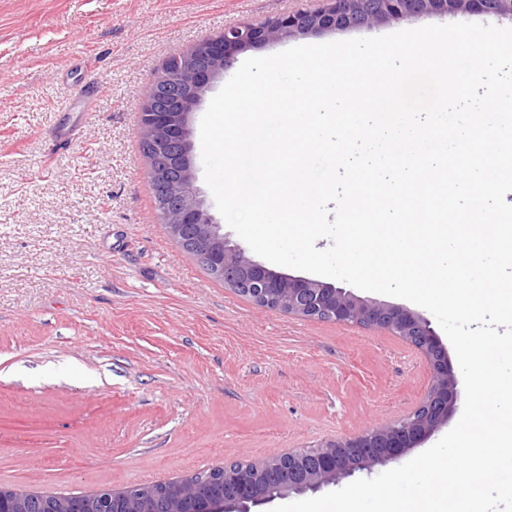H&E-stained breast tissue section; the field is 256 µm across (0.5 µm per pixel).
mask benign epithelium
I'll list each match as a JSON object with an SVG mask.
<instances>
[{
  "label": "benign epithelium",
  "mask_w": 512,
  "mask_h": 512,
  "mask_svg": "<svg viewBox=\"0 0 512 512\" xmlns=\"http://www.w3.org/2000/svg\"><path fill=\"white\" fill-rule=\"evenodd\" d=\"M487 15L512 18V0H325L315 10H296L260 25L227 27L186 51L173 54L174 73L162 69L149 83L141 109L139 136L151 163L150 177L170 237L207 263L224 285L255 304L307 320L389 330L426 362L431 384L423 399L402 418L360 433L328 439L307 448L272 455L239 470L224 464V487L203 512H251L271 502L256 492L261 477L290 493L317 492L362 470L399 460L427 442L455 415L461 403L459 378L440 337L423 314L365 299L350 290L274 271L252 259L221 233L196 186L191 116L210 83L233 66L238 55L270 42L369 27L424 15ZM157 484H134L112 491H140L130 512H146L145 500ZM198 488L191 478L162 482V495L174 504Z\"/></svg>",
  "instance_id": "benign-epithelium-1"
}]
</instances>
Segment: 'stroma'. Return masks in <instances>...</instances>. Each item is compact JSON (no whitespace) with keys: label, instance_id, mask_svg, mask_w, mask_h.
<instances>
[{"label":"stroma","instance_id":"obj_1","mask_svg":"<svg viewBox=\"0 0 512 512\" xmlns=\"http://www.w3.org/2000/svg\"><path fill=\"white\" fill-rule=\"evenodd\" d=\"M320 4L0 0V487L86 494L254 462L425 396L430 373L394 333L257 306L183 252L156 208L138 131L166 59ZM93 82L86 123L75 92ZM64 115L79 132L62 148Z\"/></svg>","mask_w":512,"mask_h":512}]
</instances>
